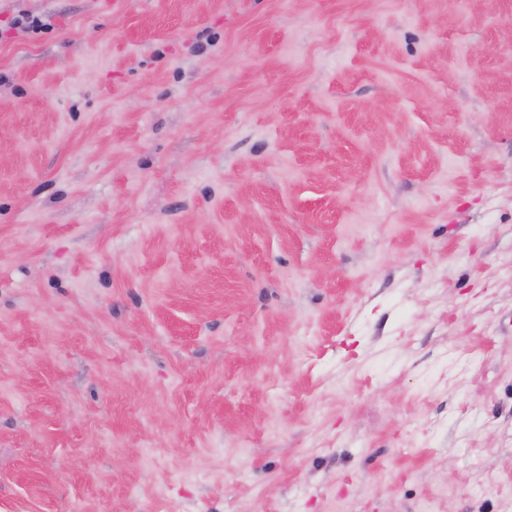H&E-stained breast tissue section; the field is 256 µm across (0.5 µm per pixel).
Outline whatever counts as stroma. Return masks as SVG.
<instances>
[{
  "instance_id": "35a3bbf8",
  "label": "stroma",
  "mask_w": 512,
  "mask_h": 512,
  "mask_svg": "<svg viewBox=\"0 0 512 512\" xmlns=\"http://www.w3.org/2000/svg\"><path fill=\"white\" fill-rule=\"evenodd\" d=\"M427 503L512 512V0H0V512Z\"/></svg>"
}]
</instances>
